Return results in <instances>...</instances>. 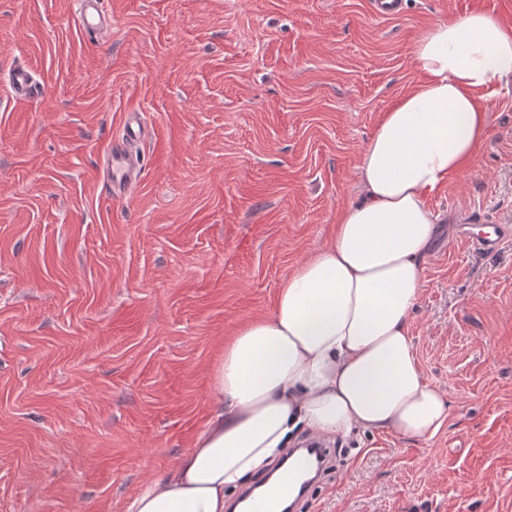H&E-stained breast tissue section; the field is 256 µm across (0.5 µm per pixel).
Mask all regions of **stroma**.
<instances>
[{
  "instance_id": "35a3bbf8",
  "label": "stroma",
  "mask_w": 512,
  "mask_h": 512,
  "mask_svg": "<svg viewBox=\"0 0 512 512\" xmlns=\"http://www.w3.org/2000/svg\"><path fill=\"white\" fill-rule=\"evenodd\" d=\"M0 0V512H125L215 405L210 368L243 321L360 197L357 165L419 80L429 26L512 0ZM43 93L17 98L8 73ZM488 133L430 200L440 232L410 316L450 403L424 444L334 437L302 512H512V82L478 90ZM141 113V182L111 196L101 161ZM79 3L76 21L86 34L99 39L112 31V13L105 0H80Z\"/></svg>"
}]
</instances>
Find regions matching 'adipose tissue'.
Returning <instances> with one entry per match:
<instances>
[{"instance_id":"ef3b65f1","label":"adipose tissue","mask_w":512,"mask_h":512,"mask_svg":"<svg viewBox=\"0 0 512 512\" xmlns=\"http://www.w3.org/2000/svg\"><path fill=\"white\" fill-rule=\"evenodd\" d=\"M414 58L419 82L361 153L360 199L289 274L272 312L225 341L211 368L216 408L126 512H227V491L270 466L282 508L298 488L274 463L300 432L419 444L446 428L449 402L421 372L410 314L438 234L429 201L487 135L475 93L512 78V25L483 11L448 19L420 34Z\"/></svg>"}]
</instances>
